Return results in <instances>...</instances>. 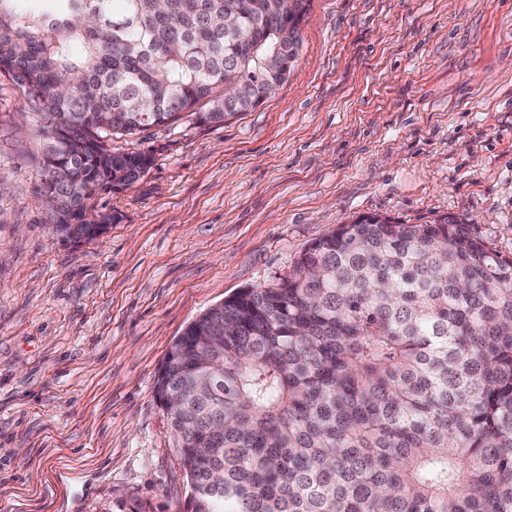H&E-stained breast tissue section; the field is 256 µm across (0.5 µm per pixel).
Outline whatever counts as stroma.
<instances>
[{"label":"stroma","instance_id":"obj_1","mask_svg":"<svg viewBox=\"0 0 512 512\" xmlns=\"http://www.w3.org/2000/svg\"><path fill=\"white\" fill-rule=\"evenodd\" d=\"M41 120L0 84V512H188L154 395L186 326L361 214L512 257V0H312L288 77L221 125L113 139L152 168L57 236Z\"/></svg>","mask_w":512,"mask_h":512}]
</instances>
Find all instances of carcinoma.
I'll use <instances>...</instances> for the list:
<instances>
[{
	"label": "carcinoma",
	"instance_id": "cac0c4a2",
	"mask_svg": "<svg viewBox=\"0 0 512 512\" xmlns=\"http://www.w3.org/2000/svg\"><path fill=\"white\" fill-rule=\"evenodd\" d=\"M309 7L0 0V80L40 116L56 234L118 221L94 200L151 168L112 137L255 109L294 67ZM226 85L245 93L226 103ZM217 308L155 377L158 402L180 396L191 512H512V258L459 218L358 215Z\"/></svg>",
	"mask_w": 512,
	"mask_h": 512
}]
</instances>
